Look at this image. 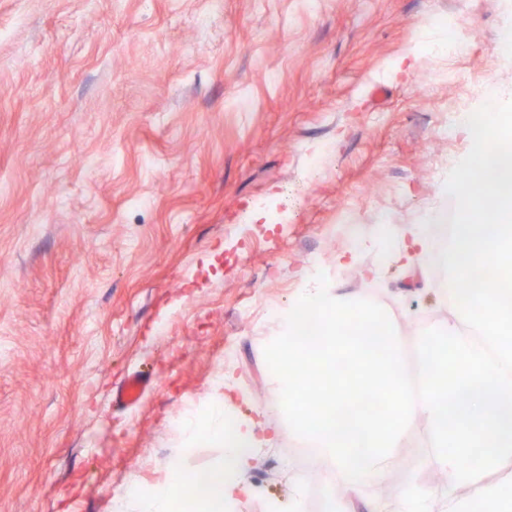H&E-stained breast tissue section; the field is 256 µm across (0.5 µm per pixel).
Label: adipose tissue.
I'll use <instances>...</instances> for the list:
<instances>
[{
    "label": "adipose tissue",
    "mask_w": 512,
    "mask_h": 512,
    "mask_svg": "<svg viewBox=\"0 0 512 512\" xmlns=\"http://www.w3.org/2000/svg\"><path fill=\"white\" fill-rule=\"evenodd\" d=\"M227 429L234 435V445L225 449L213 464L205 483L188 486L180 477L182 468L175 459L169 465L170 477L164 491L149 499L138 492L125 493L116 512H171L174 504L188 494L202 504L204 512H230L242 498L249 496L250 490L241 476L253 466L258 452L268 445L269 439L254 420H227L224 400L219 397L211 407L204 430L217 435Z\"/></svg>",
    "instance_id": "obj_1"
}]
</instances>
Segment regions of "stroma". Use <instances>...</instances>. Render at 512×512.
<instances>
[{"label":"stroma","instance_id":"obj_1","mask_svg":"<svg viewBox=\"0 0 512 512\" xmlns=\"http://www.w3.org/2000/svg\"><path fill=\"white\" fill-rule=\"evenodd\" d=\"M508 26L512 0H0V512H113L175 456L206 473L223 448H181L173 422L227 375L229 412L272 438L235 512H325L313 485L293 494L307 468L273 409L274 317L319 252L329 286L388 309L404 354L447 318L430 274L371 243L452 205L472 147L465 125L437 134L453 74L512 97L490 57ZM135 373L150 387L116 403ZM413 433L408 466L363 495L444 489Z\"/></svg>","mask_w":512,"mask_h":512}]
</instances>
